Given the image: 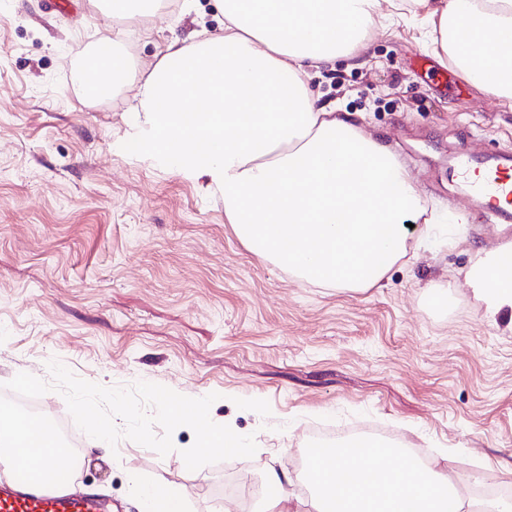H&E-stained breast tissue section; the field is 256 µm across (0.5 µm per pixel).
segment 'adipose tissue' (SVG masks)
<instances>
[{"mask_svg":"<svg viewBox=\"0 0 512 512\" xmlns=\"http://www.w3.org/2000/svg\"><path fill=\"white\" fill-rule=\"evenodd\" d=\"M384 3L395 15L423 11L433 49L512 102V0H216L222 34L171 37L148 70L118 51L93 68L108 88L136 86L144 146L223 190L251 251L323 288H375L407 254V219L425 208L393 151L351 113L317 103L305 66L333 64ZM501 256H477L471 272L492 318L512 309ZM19 443L30 466L62 451L48 425L0 417V459Z\"/></svg>","mask_w":512,"mask_h":512,"instance_id":"1","label":"adipose tissue"}]
</instances>
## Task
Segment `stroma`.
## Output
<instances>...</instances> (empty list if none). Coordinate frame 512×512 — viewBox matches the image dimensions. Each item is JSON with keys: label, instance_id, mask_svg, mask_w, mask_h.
Masks as SVG:
<instances>
[{"label": "stroma", "instance_id": "obj_1", "mask_svg": "<svg viewBox=\"0 0 512 512\" xmlns=\"http://www.w3.org/2000/svg\"><path fill=\"white\" fill-rule=\"evenodd\" d=\"M148 35L105 18L98 0H0V385L49 380L56 359L104 386L147 381L218 399L213 420L254 435L253 457L188 470L195 435L158 455L130 440L95 451L63 396H40L84 455L78 484L103 512H137V484L173 482L188 512H245L230 482L287 469L302 512L315 430L366 425L448 467L463 492L512 487V315L488 318L467 282L477 254L512 241V223L471 209L448 171L462 151H512V106L461 81L431 85L423 13L374 17L340 58L310 72L320 104L351 113L388 145L426 220L408 263L376 288H320L256 256L224 215V194L149 158L134 135V87L91 100L73 77L103 38L137 67L171 33L219 32L213 0Z\"/></svg>", "mask_w": 512, "mask_h": 512}]
</instances>
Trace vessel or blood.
<instances>
[{
    "mask_svg": "<svg viewBox=\"0 0 512 512\" xmlns=\"http://www.w3.org/2000/svg\"><path fill=\"white\" fill-rule=\"evenodd\" d=\"M453 172L466 180L467 196L479 203L482 212L499 223H512L511 154L479 162L460 155L453 163ZM73 474L68 461L36 470L16 465L14 486H0V512H100L95 500L60 490V483Z\"/></svg>",
    "mask_w": 512,
    "mask_h": 512,
    "instance_id": "obj_1",
    "label": "vessel or blood"
}]
</instances>
